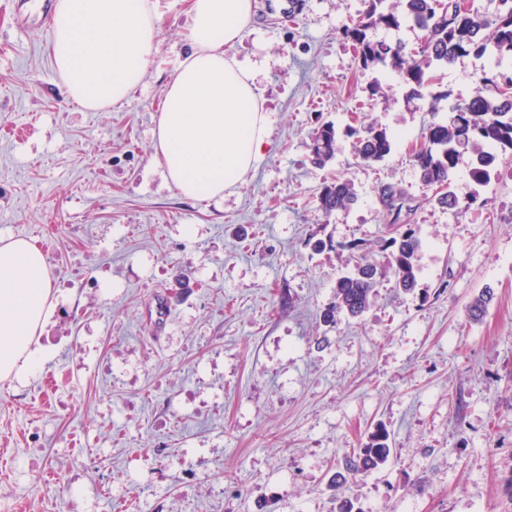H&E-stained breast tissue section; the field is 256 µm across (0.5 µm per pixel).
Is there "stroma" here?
<instances>
[{
	"label": "stroma",
	"instance_id": "1",
	"mask_svg": "<svg viewBox=\"0 0 512 512\" xmlns=\"http://www.w3.org/2000/svg\"><path fill=\"white\" fill-rule=\"evenodd\" d=\"M188 2L159 0L142 84L90 110L65 94L50 35L0 0V237L35 239L61 294L41 337L55 360L0 381V512H512V156L486 184L458 169L477 202L442 209L411 159L428 101L357 68L341 34L365 0H256L230 53L264 97L266 149L223 199L183 198L153 132ZM500 72L511 56L463 57L442 87L467 97ZM356 112L394 133L385 160L356 158ZM328 121L337 150L318 167ZM337 175L357 202L327 217L316 196ZM399 227L422 241L414 291L386 278L363 316L323 324L337 276L362 252L385 264ZM380 426L388 461L343 475ZM337 132L333 123H323L311 138L310 155L315 165L324 166L336 151Z\"/></svg>",
	"mask_w": 512,
	"mask_h": 512
}]
</instances>
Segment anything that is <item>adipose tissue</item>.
Wrapping results in <instances>:
<instances>
[{
  "label": "adipose tissue",
  "instance_id": "obj_1",
  "mask_svg": "<svg viewBox=\"0 0 512 512\" xmlns=\"http://www.w3.org/2000/svg\"><path fill=\"white\" fill-rule=\"evenodd\" d=\"M158 0H57L51 56L67 95L84 107L119 103L141 84L158 32ZM254 17V0H190L189 54L165 89L154 158L179 193L211 200L240 186L268 139L255 76L228 47ZM58 298L42 249L0 238V381H23L55 357L41 336Z\"/></svg>",
  "mask_w": 512,
  "mask_h": 512
}]
</instances>
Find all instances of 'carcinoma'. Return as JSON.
Wrapping results in <instances>:
<instances>
[{
    "label": "carcinoma",
    "mask_w": 512,
    "mask_h": 512,
    "mask_svg": "<svg viewBox=\"0 0 512 512\" xmlns=\"http://www.w3.org/2000/svg\"><path fill=\"white\" fill-rule=\"evenodd\" d=\"M386 0H368L363 16L343 28V35L352 41L355 63L360 68L387 67L403 77L408 87L406 100L431 97L430 120L415 145L411 157L425 185L440 188L432 200L440 207L461 213L474 202L471 195L458 191L454 176L461 166L472 175L486 180L497 152L512 154V76H483V89L466 98H451L446 90L431 91L442 85L443 71L465 56L482 57L488 49L500 55H512V0H500L508 6L505 13L488 20L478 16L465 0H399L403 13L384 6ZM407 22L421 32L418 49L409 50L402 42L373 40L367 31L384 27L397 29ZM448 103V118L439 115L437 103ZM356 156L364 163L383 161L392 151L393 138L388 129L376 120L360 128H350ZM335 125L324 123L311 138V160L318 166L330 161L336 151ZM357 200L352 184L336 178L323 185L317 196L318 208L328 217L350 208ZM389 245L391 252L382 268L366 255L358 256L354 270L336 280L334 300L320 314L325 323L336 322L340 314L362 315L370 306L373 292L386 275L395 285L410 291L417 284V253L421 240L415 230H396ZM492 298L485 289L468 306V318H482ZM389 436L380 430L369 436L360 448L346 455V468L353 474L368 473L384 464L390 455Z\"/></svg>",
    "instance_id": "1"
}]
</instances>
